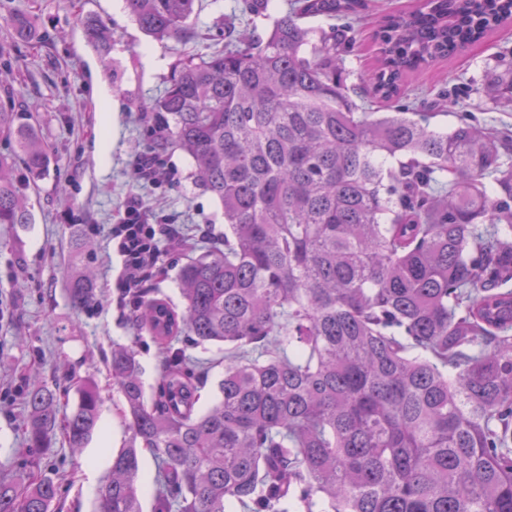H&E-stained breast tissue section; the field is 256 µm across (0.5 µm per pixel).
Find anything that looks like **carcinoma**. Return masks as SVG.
I'll return each mask as SVG.
<instances>
[{
    "label": "carcinoma",
    "instance_id": "1",
    "mask_svg": "<svg viewBox=\"0 0 512 512\" xmlns=\"http://www.w3.org/2000/svg\"><path fill=\"white\" fill-rule=\"evenodd\" d=\"M199 0H126L163 41L194 28ZM356 0H291L264 38L235 39L176 66L146 109L194 162L224 215V249L181 268L183 309L139 304L165 371L146 402L128 346L111 373L132 430L112 457L96 512H143L140 453L156 461L155 512H512V134L428 112L362 111L345 56ZM339 21L326 31L305 20ZM16 42L38 37L10 19ZM512 24V0H419L385 11L379 100L408 79ZM89 45L112 37L82 22ZM485 96L512 103V64ZM28 174L45 148L0 106ZM15 170L0 157V224H30ZM91 278L72 276L79 307ZM181 336L224 347L219 399L196 411L203 363ZM61 414L38 380L26 394L34 448L62 432L78 451L100 398L86 383ZM54 481L0 482V512H50Z\"/></svg>",
    "mask_w": 512,
    "mask_h": 512
}]
</instances>
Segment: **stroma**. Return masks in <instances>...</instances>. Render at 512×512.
Listing matches in <instances>:
<instances>
[{"label": "stroma", "mask_w": 512, "mask_h": 512, "mask_svg": "<svg viewBox=\"0 0 512 512\" xmlns=\"http://www.w3.org/2000/svg\"><path fill=\"white\" fill-rule=\"evenodd\" d=\"M416 0H360L354 38L356 51L346 66L360 74L375 64L374 21L381 5L407 9ZM287 0H269V13L253 16L243 0H200L198 19L188 40L163 43L147 37L132 20L125 0H0V50L17 64L10 85L20 123L32 127L47 150L46 170L29 179L17 149L0 133V154L15 158V173L28 198L33 221L0 224V481L35 473L54 480L52 512H94L98 489L108 477L112 456L130 439L123 396L112 382L111 356L116 344L132 346L142 368L147 396L158 392L162 356L132 307L112 300L120 262L112 253L110 228L125 200L139 195L151 211L175 225L182 245L164 247L161 276L146 281L143 294L180 304L179 270L202 248L222 244L224 217L213 196L194 177L192 159L167 149L163 159L176 182L158 186L138 179L136 156L152 152L153 113L144 110L166 86L172 68L192 55L209 53L221 29L243 38L262 36L272 14ZM27 16L39 39L17 43L9 20ZM95 17L112 32L108 54L86 43L81 21ZM512 61V26L490 33L464 52L436 64L412 82L403 103L413 112L433 113L434 124L453 127L468 120L512 130V105L487 101L481 88L489 67ZM107 91L102 105L95 88ZM454 95L455 106L441 101ZM107 155L99 169L96 149ZM69 193L60 202L59 188ZM93 241L92 249L82 241ZM92 274L95 302L75 306L69 295L73 266ZM187 358L211 362L198 411L218 398L224 375L217 348H203L191 337L177 342ZM40 377L56 388L64 409L76 400L78 382L97 388L102 405L97 429L81 453L63 438L53 447H30L26 433L25 392Z\"/></svg>", "instance_id": "stroma-1"}]
</instances>
